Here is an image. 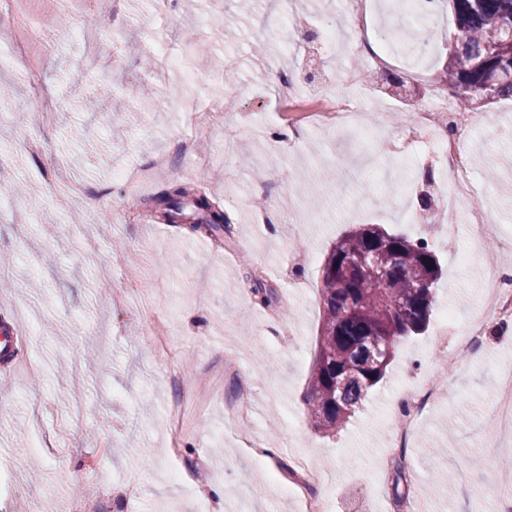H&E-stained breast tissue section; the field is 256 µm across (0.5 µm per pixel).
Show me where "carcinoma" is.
<instances>
[{
    "mask_svg": "<svg viewBox=\"0 0 512 512\" xmlns=\"http://www.w3.org/2000/svg\"><path fill=\"white\" fill-rule=\"evenodd\" d=\"M454 37L443 72L447 90L471 111L512 99V0H448ZM230 231L229 222L201 220L198 234ZM378 259L382 277L368 280L362 261ZM441 268L420 239L376 225L339 238L322 264V320L307 402L316 427L345 425L367 391L385 376L401 340L423 333L430 321ZM404 299L386 307L383 296Z\"/></svg>",
    "mask_w": 512,
    "mask_h": 512,
    "instance_id": "cac0c4a2",
    "label": "carcinoma"
}]
</instances>
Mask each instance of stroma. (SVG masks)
Instances as JSON below:
<instances>
[{"label": "stroma", "mask_w": 512, "mask_h": 512, "mask_svg": "<svg viewBox=\"0 0 512 512\" xmlns=\"http://www.w3.org/2000/svg\"><path fill=\"white\" fill-rule=\"evenodd\" d=\"M324 0H256L240 15L238 0H167L143 18L141 0H89L47 14L42 86L33 88L16 62L0 60L12 112L0 116V327L23 338L0 363V512H301L278 491L292 460L315 457L330 480L318 486L331 512H397L416 496L428 512H487L478 489L512 484V449L483 448L495 433L488 418L498 366L512 362V331L490 337L492 353L449 360L432 352V332L404 339L384 379L345 426L318 430L306 392L322 316L321 266L304 269L308 288L288 293L279 276L289 254L318 258L352 223L381 224L418 237L416 194L432 161L420 153L413 113L397 97L374 92L367 64L337 54L310 65ZM430 51L407 37L386 70L423 97L437 94L440 60L454 23L438 0ZM182 52L180 69L163 61L167 43ZM224 80L211 82L214 72ZM294 75L308 93L327 83L350 87L370 125L382 133L365 147L354 131H311L293 141L280 119L276 77ZM239 95V117L215 126L200 168L183 155L186 112L202 100ZM62 101L43 121L42 97ZM499 126L469 132L465 152L482 192L469 207L497 204L504 241H490L498 264L512 263V99L486 105ZM232 150H225V140ZM42 143L39 154L25 145ZM149 167L152 184L135 190L114 169ZM78 181L89 194L55 202L47 181ZM204 195L231 232L206 237L183 223L152 220L153 203L172 184ZM145 217L130 224L131 205ZM445 271L434 313L467 314L477 304L466 228L454 248L437 246ZM139 271L149 303L123 301L127 269ZM271 293L258 304L255 288ZM181 361L172 379L151 333L153 320ZM447 365V394L424 416L400 462L388 459L385 422L395 394L435 366ZM254 395V428L274 449L253 464L225 407L239 385ZM182 401L184 429L171 446L168 414ZM55 437L31 451L37 429ZM97 478H89V465ZM454 473L427 491L401 476L424 479L435 467ZM184 472L180 482L171 471Z\"/></svg>", "instance_id": "1"}]
</instances>
